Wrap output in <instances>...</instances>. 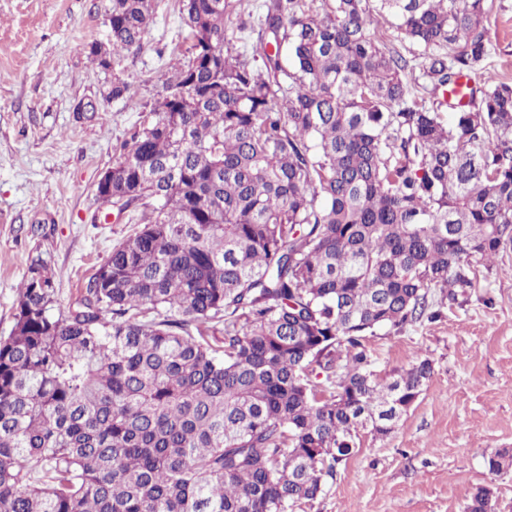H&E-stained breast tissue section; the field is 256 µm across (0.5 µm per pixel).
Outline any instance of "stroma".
I'll use <instances>...</instances> for the list:
<instances>
[{
  "instance_id": "stroma-1",
  "label": "stroma",
  "mask_w": 512,
  "mask_h": 512,
  "mask_svg": "<svg viewBox=\"0 0 512 512\" xmlns=\"http://www.w3.org/2000/svg\"><path fill=\"white\" fill-rule=\"evenodd\" d=\"M154 3L140 52L111 71L89 55L106 41L109 0H0V337L32 261L47 264L64 310L135 229L96 187L161 77L187 57L180 0ZM488 28L486 66L512 81V0H492ZM116 74L131 97L107 99ZM367 346L379 376L426 359L431 378L388 435L361 431L303 512H465L483 486L495 512H512V468L493 475L485 464L512 451V249L440 318L378 331Z\"/></svg>"
}]
</instances>
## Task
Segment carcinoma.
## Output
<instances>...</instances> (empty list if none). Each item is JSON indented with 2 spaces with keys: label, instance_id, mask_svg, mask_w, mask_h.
<instances>
[{
  "label": "carcinoma",
  "instance_id": "cac0c4a2",
  "mask_svg": "<svg viewBox=\"0 0 512 512\" xmlns=\"http://www.w3.org/2000/svg\"><path fill=\"white\" fill-rule=\"evenodd\" d=\"M376 1L431 102L370 33ZM181 2L192 57L112 164L137 231L66 312L32 263L0 338V512H298L335 475L319 449L390 433L431 376L381 379L367 337L436 318L431 290L457 297L512 247L489 0H271L260 67L232 53L234 0ZM152 15L111 0L94 60L140 50ZM387 46L391 49L397 50L400 54L407 58L410 61V65L413 66L412 75H409V79L411 80L412 91L419 98L424 97L427 102L430 101V95L427 93L423 87L425 86L424 79L421 78V58H418V50L415 46H413L407 39L403 36L397 38H391L387 41ZM414 78H416V82L414 83Z\"/></svg>",
  "mask_w": 512,
  "mask_h": 512
}]
</instances>
